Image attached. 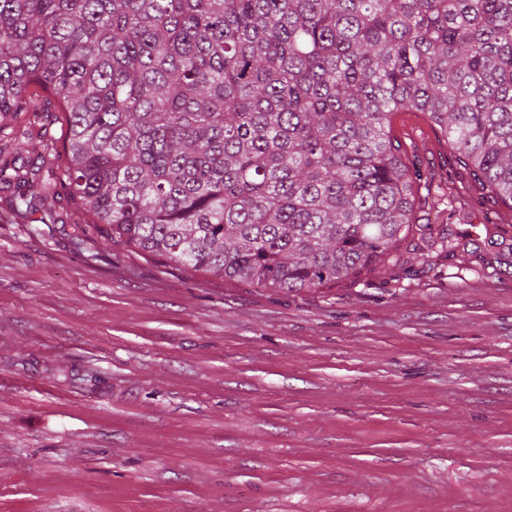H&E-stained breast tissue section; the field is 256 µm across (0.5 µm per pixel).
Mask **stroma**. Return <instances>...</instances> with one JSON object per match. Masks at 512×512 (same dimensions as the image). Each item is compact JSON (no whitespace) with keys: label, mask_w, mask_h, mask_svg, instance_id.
I'll return each mask as SVG.
<instances>
[{"label":"stroma","mask_w":512,"mask_h":512,"mask_svg":"<svg viewBox=\"0 0 512 512\" xmlns=\"http://www.w3.org/2000/svg\"><path fill=\"white\" fill-rule=\"evenodd\" d=\"M424 260L253 288L0 186V512H512V209L423 112Z\"/></svg>","instance_id":"1"}]
</instances>
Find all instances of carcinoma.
Masks as SVG:
<instances>
[{"label":"carcinoma","mask_w":512,"mask_h":512,"mask_svg":"<svg viewBox=\"0 0 512 512\" xmlns=\"http://www.w3.org/2000/svg\"><path fill=\"white\" fill-rule=\"evenodd\" d=\"M68 137L42 134L37 93ZM424 112L512 209V0H0V184L23 221L77 203L114 244L256 288L400 264ZM46 97H48V100L45 101L47 112H43L42 114V123L51 131L57 146L60 147L66 137L67 126L62 120L63 112H59L57 97L49 95H46Z\"/></svg>","instance_id":"carcinoma-1"}]
</instances>
